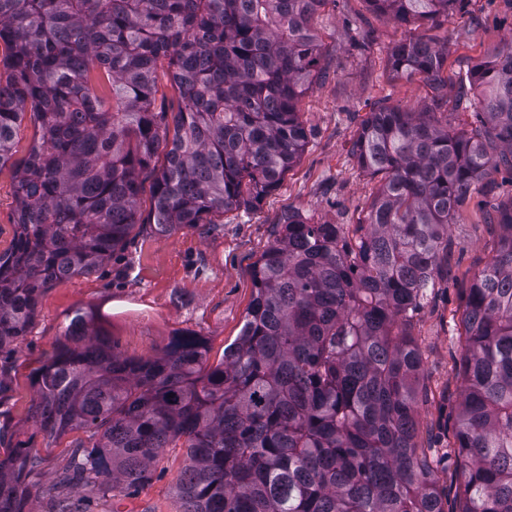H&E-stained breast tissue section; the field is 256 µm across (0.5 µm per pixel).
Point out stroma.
Segmentation results:
<instances>
[{
    "instance_id": "obj_1",
    "label": "stroma",
    "mask_w": 512,
    "mask_h": 512,
    "mask_svg": "<svg viewBox=\"0 0 512 512\" xmlns=\"http://www.w3.org/2000/svg\"><path fill=\"white\" fill-rule=\"evenodd\" d=\"M313 28L327 76L298 103L308 144L258 209L216 216L219 228L207 235L194 230L167 239L147 231L132 234L104 271L60 281L44 294L10 367L11 383L0 396V410L15 440L40 451L46 473L65 461L74 436L50 444L37 429L31 418L32 375L62 341L67 313L78 306L93 308L101 333L129 359L155 356L172 336L193 332L204 339L211 362H218L242 327L252 295V265L272 241L277 217L293 210L311 224L363 221L379 183L352 154L361 121L378 102L417 109L439 93L449 125L468 126L472 117L458 101L459 78L512 37V7L506 0H468L440 26H422L433 42L448 46L436 87L417 76L390 74L388 56L409 28L373 14L366 0H328ZM511 196L512 185L499 179L472 193L448 227V275L436 282L413 318L412 334L424 364L418 439L438 454L454 444V432L445 423L457 417L463 385V292L492 260L500 234L492 214ZM183 464V449H166L155 479L138 496L117 498L112 505L94 503L95 512H112L116 505L122 512H177L175 483Z\"/></svg>"
}]
</instances>
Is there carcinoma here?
Instances as JSON below:
<instances>
[{
  "label": "carcinoma",
  "mask_w": 512,
  "mask_h": 512,
  "mask_svg": "<svg viewBox=\"0 0 512 512\" xmlns=\"http://www.w3.org/2000/svg\"><path fill=\"white\" fill-rule=\"evenodd\" d=\"M327 0H0V169L12 167V248L0 253V393L56 281L102 270L136 227L209 233L254 210L300 159L298 101L323 74L312 21ZM405 24H436L465 0H367ZM448 48L409 33L396 77L435 84ZM167 63L179 107L157 106ZM469 129L380 103L352 153L380 178L365 223L275 222L252 297L223 359L195 333L130 361L71 311L33 376L44 438L81 431L43 480L39 451L0 458V512H90L148 486L167 448L186 455L182 512H447L418 442L422 352L411 333L446 273L448 226L473 187L512 172V40L460 78ZM34 128L13 160L16 130ZM164 164L156 167L159 156ZM151 171V205L141 209ZM496 254L466 289L464 389L455 428L464 480L456 512H512V196Z\"/></svg>",
  "instance_id": "carcinoma-1"
}]
</instances>
